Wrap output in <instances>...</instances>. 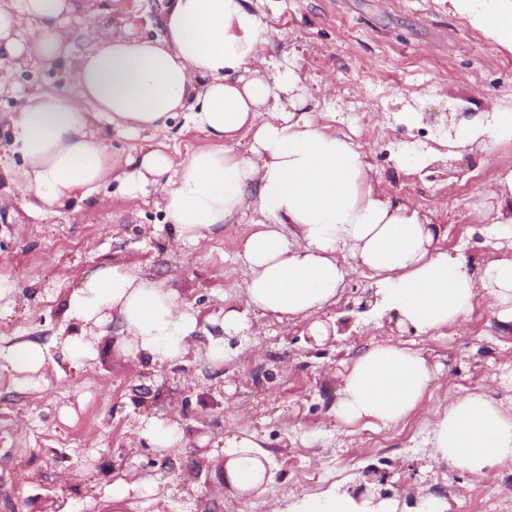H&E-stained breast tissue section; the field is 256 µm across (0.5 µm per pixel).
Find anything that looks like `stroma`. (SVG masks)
<instances>
[{"mask_svg": "<svg viewBox=\"0 0 512 512\" xmlns=\"http://www.w3.org/2000/svg\"><path fill=\"white\" fill-rule=\"evenodd\" d=\"M99 24L130 37H159L166 0H84ZM271 39L265 55L294 68L311 91L310 119L347 134L366 153L385 196L417 209L447 236L443 250L486 264L512 258V242L496 238L497 207L483 188L512 171V143L483 153L477 146L440 154L454 137L449 104L462 112L512 109V54L448 11L446 0H260ZM66 63L28 65L0 59V145L20 94L70 86ZM99 135L122 175L129 154L159 149L171 162L204 145L203 134L176 114L167 128L130 138L106 126ZM406 152L426 164L403 169ZM21 192L0 180V278L13 291L0 298V512H287L300 497L341 481L414 512L420 499L442 497L448 512H483L495 498L512 512V462L482 478L430 457L432 421L451 399L479 389L512 403V332L503 331L485 294L468 318L431 335L389 316L360 312L375 281L350 247L337 253L347 271L335 304L311 317L254 319L229 337L227 355L169 366L132 358L115 325L87 324L66 311L78 275L124 265L168 285L200 312L197 338L214 330L212 315L238 304L247 269L239 258L254 209H245L213 240L186 243L165 215L161 189L146 185L132 199L113 183L103 204L56 209L42 217L20 207ZM91 337L93 360L63 359L60 342ZM26 340L44 351L29 376L10 369L9 347ZM374 344L424 351L433 367L421 407L405 422L376 428L340 424L336 399L353 360ZM180 424L186 444L177 457L149 450L136 434L141 418ZM254 435L271 458L267 491L241 502L224 489V461L214 447ZM149 478L150 497H106L112 482Z\"/></svg>", "mask_w": 512, "mask_h": 512, "instance_id": "obj_1", "label": "stroma"}]
</instances>
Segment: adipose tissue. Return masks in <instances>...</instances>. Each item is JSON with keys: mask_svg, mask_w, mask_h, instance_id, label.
<instances>
[{"mask_svg": "<svg viewBox=\"0 0 512 512\" xmlns=\"http://www.w3.org/2000/svg\"><path fill=\"white\" fill-rule=\"evenodd\" d=\"M11 2V9L0 8V53L21 63L68 53L79 0ZM250 2L167 0L156 39L101 31L79 56L69 90L27 98L10 115L12 138L0 152L6 158L0 173L21 189L29 215L111 197L112 160L94 123L134 137L167 127L182 112L207 145L175 166L160 151L140 154L122 179L126 195L159 184L167 217L195 245L246 205L263 217L240 253L249 270L241 303L213 316L215 331L204 347L195 343L198 310L164 282L122 265L84 273L67 298L68 312L97 326L117 321L135 358L182 364L202 355L219 363L225 338L247 330L251 317H306L335 302L347 275L336 252L348 245L359 267L373 273L380 308L400 323L424 333L460 323L482 289L499 323L512 326V259L490 262L473 280L460 260L438 248L440 225L375 188L367 156L350 136L293 111L299 79L262 56L268 30ZM448 9L512 53V0H448ZM20 13L33 22L23 37L14 34ZM509 141L511 109L477 116L451 145ZM432 374L420 352L374 345L345 375L336 418L347 425L399 424L421 405ZM137 434L168 455L184 443L179 426L159 417L142 419ZM221 452L224 484L239 497L272 483L268 454L251 438L227 439ZM430 455L476 476L512 461V409L479 392L457 398L433 424ZM292 512H396V505L355 497L343 486L302 496Z\"/></svg>", "mask_w": 512, "mask_h": 512, "instance_id": "ef3b65f1", "label": "adipose tissue"}]
</instances>
